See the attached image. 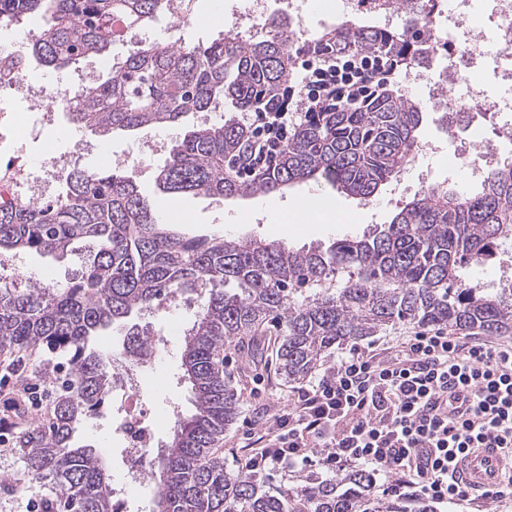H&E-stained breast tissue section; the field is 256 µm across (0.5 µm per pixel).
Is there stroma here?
Returning <instances> with one entry per match:
<instances>
[{
    "mask_svg": "<svg viewBox=\"0 0 512 512\" xmlns=\"http://www.w3.org/2000/svg\"><path fill=\"white\" fill-rule=\"evenodd\" d=\"M176 130L149 127L133 132H120L107 137L60 120L58 127L48 130L44 137H26L14 148L0 153V159L24 164L27 159L42 156L48 151L74 154L79 166L98 170L108 156H120L146 138L172 142ZM468 137L466 129H449L441 118L440 110L428 112L420 130L422 144L438 145L437 153L427 155L410 173L402 174L400 184H386L369 205L336 191L335 187L321 183H304L283 194H256L245 197L215 199L191 193L169 194L157 185V174L164 162L156 156L149 167L134 173L133 179L140 191L154 203L157 210L167 211L173 230L189 235L221 234L236 241L261 238L282 242L298 249L313 244H329L344 236L362 234L374 226L390 223L393 215L421 189L430 184H459V177L448 169V155ZM316 191L334 205L332 213L313 224L291 222L286 218L294 202L304 193ZM25 275L44 282L53 277L58 282L73 278L81 267L80 258L58 260L34 252L23 254ZM184 304L176 313L147 310L138 318L140 324L153 327L159 336L171 344V353L161 360L145 363L139 370L138 392L150 407L148 421L159 444L168 443L174 423L169 418L172 408L191 409V393L181 378V352L184 331L197 312V296L185 293ZM278 321L265 327V345L262 354H253L249 341L235 342L225 351L226 369L231 372L233 384L242 403L236 422L224 432L218 452L228 470L241 469L249 453L247 445L251 432H262L269 416L285 405L293 403L301 388L300 383L288 381L275 372ZM83 441L96 446L104 457H116L115 472H122L123 462L118 455L124 446L120 435L112 431V418L101 411L83 427ZM334 466L319 461L313 465H295L288 470H271L259 482L271 495L280 496L313 481L332 479ZM27 478L24 463L18 453L0 456V512H23L28 496L18 492L16 486Z\"/></svg>",
    "mask_w": 512,
    "mask_h": 512,
    "instance_id": "obj_1",
    "label": "stroma"
}]
</instances>
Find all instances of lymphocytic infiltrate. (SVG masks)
<instances>
[{
    "instance_id": "lymphocytic-infiltrate-1",
    "label": "lymphocytic infiltrate",
    "mask_w": 512,
    "mask_h": 512,
    "mask_svg": "<svg viewBox=\"0 0 512 512\" xmlns=\"http://www.w3.org/2000/svg\"><path fill=\"white\" fill-rule=\"evenodd\" d=\"M394 75L366 56L340 60L331 80L303 76L297 100L363 98ZM295 119L292 112L251 117L252 161L274 164ZM470 448H498L512 460V342H470L422 328L378 352L351 346L273 414L245 468L259 475L322 455L340 469L359 465L405 477L416 497L457 504L470 498L457 477Z\"/></svg>"
}]
</instances>
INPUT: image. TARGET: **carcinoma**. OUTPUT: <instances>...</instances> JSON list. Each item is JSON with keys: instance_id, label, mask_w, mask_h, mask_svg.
<instances>
[{"instance_id": "carcinoma-1", "label": "carcinoma", "mask_w": 512, "mask_h": 512, "mask_svg": "<svg viewBox=\"0 0 512 512\" xmlns=\"http://www.w3.org/2000/svg\"><path fill=\"white\" fill-rule=\"evenodd\" d=\"M399 27L338 24L297 37L282 20L262 39L237 31L178 45L126 42L132 30L172 13L173 0H0V27L38 14L46 32L30 56L54 69L90 60L108 64L107 78L83 89L67 121L100 136L145 127L177 129L194 112L220 101L231 114L202 124L172 144L157 181L168 193L210 198L271 194L325 181L347 196L373 200L398 177L421 143L426 105L390 84L375 96L315 112L294 108L274 168L244 176L238 163L252 146L245 117L278 112L289 95L297 60L378 57L408 71L431 65L438 42L434 0H392ZM90 241L77 277L66 284L17 289L0 282V357L41 352L39 371L57 385L47 419L29 418L15 436L29 487L53 485L66 512H112V474L80 431L112 391V360L93 346L113 329L124 336L120 356L146 357L151 333L136 318L170 296L197 293L199 311L184 333L183 379L192 409L178 413L173 434L147 477L151 512H390L372 497L376 473L356 468L335 480L273 496L247 472L224 469L216 447L239 411L229 378L219 369L226 341L253 337L272 317L282 320L277 370L301 382L324 354L397 323L446 327L484 336L512 335V283L494 293L467 284L461 270L483 266L512 244V159L491 167L481 191L432 186L371 235L338 238L326 248L294 250L280 243L222 236L188 237L157 220L152 201L120 170L73 168L56 197L37 205L0 204V256L32 251L61 258ZM67 356L70 368L57 371Z\"/></svg>"}]
</instances>
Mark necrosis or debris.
<instances>
[{
	"mask_svg": "<svg viewBox=\"0 0 512 512\" xmlns=\"http://www.w3.org/2000/svg\"><path fill=\"white\" fill-rule=\"evenodd\" d=\"M490 14V25L477 24L473 17L474 0H459L456 9L435 6L431 19L440 34L447 36L452 45L448 60L441 66L440 77H433L431 68L408 71L406 79L411 86L423 88L430 95H448L459 111L478 107L492 115L495 135L512 136V0H495ZM14 69L8 80L0 82V96L11 95L34 103L37 114L30 127L38 135L55 124L58 113L68 111L74 103L73 92L88 86L92 81L91 68L84 70L65 89H49L33 79L25 65L23 52H11ZM491 73L498 85L497 94H490L481 81L475 80L474 71ZM496 142L474 145L468 142L449 155L448 166L463 171L468 181H478L484 170L493 165L500 153ZM72 158L50 154L36 164L21 168L9 167L0 171V200L39 203L56 194L57 185L71 167ZM137 366L120 362L115 390L124 416L116 431L125 440L122 450L126 466L120 480L113 484L112 508L124 512L128 490L144 478L151 464L154 450V432L145 420L143 410L135 406L137 392L129 379Z\"/></svg>",
	"mask_w": 512,
	"mask_h": 512,
	"instance_id": "1",
	"label": "necrosis or debris"
}]
</instances>
